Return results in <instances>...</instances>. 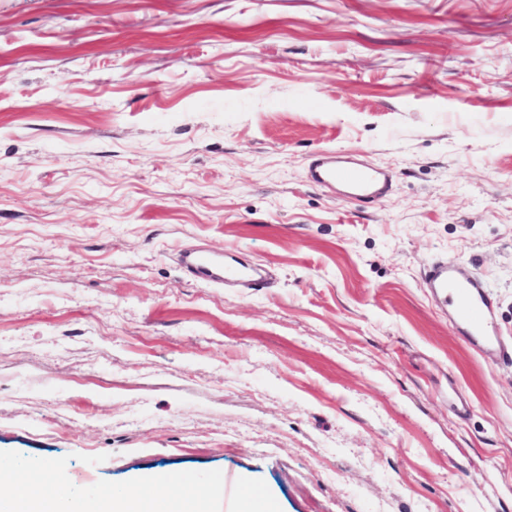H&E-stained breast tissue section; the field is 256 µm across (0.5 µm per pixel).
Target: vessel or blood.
<instances>
[{
    "instance_id": "b4317fda",
    "label": "vessel or blood",
    "mask_w": 512,
    "mask_h": 512,
    "mask_svg": "<svg viewBox=\"0 0 512 512\" xmlns=\"http://www.w3.org/2000/svg\"><path fill=\"white\" fill-rule=\"evenodd\" d=\"M310 178L322 186H341L345 197L362 202L375 201L385 181L383 173L375 167L324 154L314 162ZM181 266L188 275L216 284L253 288L262 279L261 270L255 265L225 260L201 251L184 250ZM424 279L428 288L448 305L465 340L489 353H496L491 299L483 279L470 269L442 262L429 266Z\"/></svg>"
}]
</instances>
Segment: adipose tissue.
I'll list each match as a JSON object with an SVG mask.
<instances>
[{"label": "adipose tissue", "mask_w": 512, "mask_h": 512, "mask_svg": "<svg viewBox=\"0 0 512 512\" xmlns=\"http://www.w3.org/2000/svg\"><path fill=\"white\" fill-rule=\"evenodd\" d=\"M153 499L149 489L134 488L120 497L106 495L77 503L64 493L46 496L33 477L0 472V512H148ZM163 504L166 512H212V493L179 479Z\"/></svg>", "instance_id": "obj_1"}]
</instances>
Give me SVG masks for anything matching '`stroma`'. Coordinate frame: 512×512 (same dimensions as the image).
<instances>
[{
  "label": "stroma",
  "mask_w": 512,
  "mask_h": 512,
  "mask_svg": "<svg viewBox=\"0 0 512 512\" xmlns=\"http://www.w3.org/2000/svg\"><path fill=\"white\" fill-rule=\"evenodd\" d=\"M319 152L389 192L313 184ZM436 261L512 346V0H0V461L73 499L512 512V364ZM181 266L188 275L216 284H240L253 288L262 279L261 270L255 265H244L232 258L221 259L203 251L184 250ZM424 279L427 287L448 305L465 340L492 355L512 360V350L505 352L496 348L490 316L492 303L482 278L469 268L439 262L427 268Z\"/></svg>",
  "instance_id": "1"
}]
</instances>
